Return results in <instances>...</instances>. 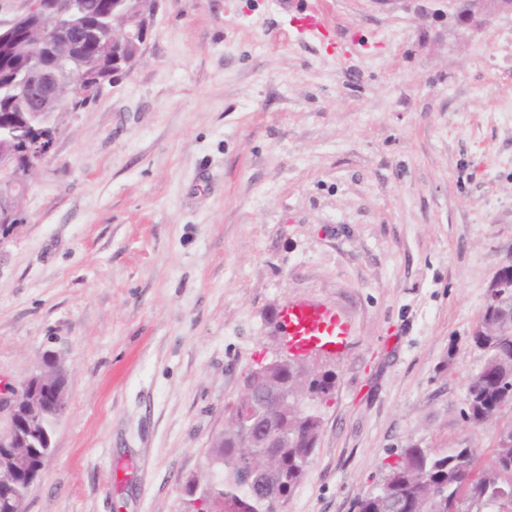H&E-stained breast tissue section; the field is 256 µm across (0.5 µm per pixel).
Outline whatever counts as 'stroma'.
I'll use <instances>...</instances> for the list:
<instances>
[{"mask_svg":"<svg viewBox=\"0 0 512 512\" xmlns=\"http://www.w3.org/2000/svg\"><path fill=\"white\" fill-rule=\"evenodd\" d=\"M315 4L327 31L298 32ZM458 32L448 0H160L0 231V383L66 373L21 512H182L300 302L350 331L280 512H353L413 444L490 464L512 405L463 410L512 263V18Z\"/></svg>","mask_w":512,"mask_h":512,"instance_id":"obj_1","label":"stroma"}]
</instances>
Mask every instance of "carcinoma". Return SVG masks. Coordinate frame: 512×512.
I'll list each match as a JSON object with an SVG mask.
<instances>
[{
  "mask_svg": "<svg viewBox=\"0 0 512 512\" xmlns=\"http://www.w3.org/2000/svg\"><path fill=\"white\" fill-rule=\"evenodd\" d=\"M126 19L125 14L112 19V0H74L72 25L60 27L41 62L50 64L67 56L75 62L76 70L92 78V82L81 86L62 83L59 106L68 105L75 111L100 95L96 82L112 83L117 70L112 65V36ZM17 41V55L0 59V132L12 131L18 113L32 112L41 102L39 86H27L21 92L11 82L16 73L25 69L33 35L22 29ZM499 275L504 297L488 299L472 336L474 343L487 352V359L467 386L463 412L467 419L489 416L512 400V333L506 331L512 324V266L503 267ZM285 383L298 387V394L280 410L252 421L257 431L275 429L280 435L278 447H249L236 434L242 422L240 412L228 415L226 435L216 440L212 448L211 478L200 488L201 508H209V499L222 497L236 504V512H273V498L288 495L298 483L321 431V417L309 409L307 402L330 395L333 375L293 361L286 367L261 371L255 367L245 377L244 393L237 405L254 400V387ZM28 454L30 466L18 478L23 485L39 474L43 464V449L30 448ZM242 459L260 464L274 478L245 476L239 467ZM500 490L512 491V445L495 442L491 464L481 467L477 454L466 446L437 452L414 444L386 466L375 488L357 498L354 508L355 512H486L499 506L495 496Z\"/></svg>",
  "mask_w": 512,
  "mask_h": 512,
  "instance_id": "1",
  "label": "carcinoma"
}]
</instances>
